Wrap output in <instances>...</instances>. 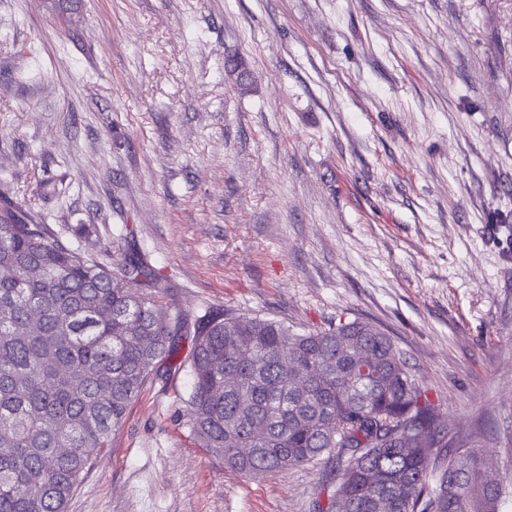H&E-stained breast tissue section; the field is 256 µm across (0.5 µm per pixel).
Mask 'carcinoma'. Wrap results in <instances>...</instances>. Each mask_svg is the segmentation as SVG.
Listing matches in <instances>:
<instances>
[{"instance_id":"obj_1","label":"carcinoma","mask_w":512,"mask_h":512,"mask_svg":"<svg viewBox=\"0 0 512 512\" xmlns=\"http://www.w3.org/2000/svg\"><path fill=\"white\" fill-rule=\"evenodd\" d=\"M0 266V512H66L187 315L144 260L90 261L16 206L0 208ZM189 365L201 447L244 475L323 465L317 512H500L508 494L485 450L442 452L456 434L369 321L301 334L226 310L198 322Z\"/></svg>"}]
</instances>
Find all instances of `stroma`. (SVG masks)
<instances>
[{
  "mask_svg": "<svg viewBox=\"0 0 512 512\" xmlns=\"http://www.w3.org/2000/svg\"><path fill=\"white\" fill-rule=\"evenodd\" d=\"M49 2L0 0V205L198 317L376 323L512 481V0ZM190 390L150 381L67 512H315L326 471L227 468Z\"/></svg>",
  "mask_w": 512,
  "mask_h": 512,
  "instance_id": "1",
  "label": "stroma"
}]
</instances>
